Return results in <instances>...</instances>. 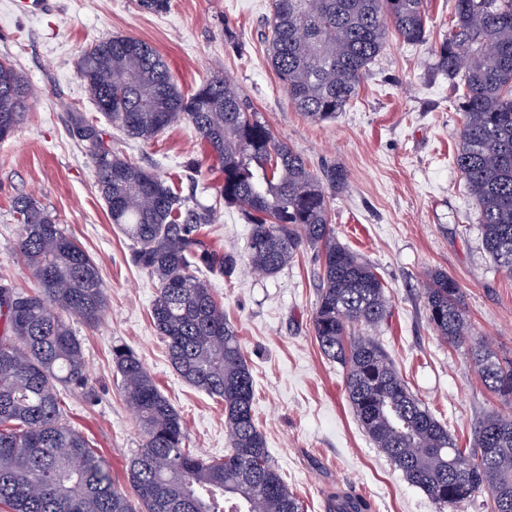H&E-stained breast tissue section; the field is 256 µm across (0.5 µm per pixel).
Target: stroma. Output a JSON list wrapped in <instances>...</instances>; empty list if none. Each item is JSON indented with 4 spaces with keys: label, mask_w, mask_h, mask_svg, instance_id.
I'll use <instances>...</instances> for the list:
<instances>
[{
    "label": "stroma",
    "mask_w": 512,
    "mask_h": 512,
    "mask_svg": "<svg viewBox=\"0 0 512 512\" xmlns=\"http://www.w3.org/2000/svg\"><path fill=\"white\" fill-rule=\"evenodd\" d=\"M50 9L16 12L0 0V58L14 61L36 98L13 135L0 141V276L31 289L35 279L17 258L22 234L13 200L33 195L97 265L107 297L97 325L70 324L83 342L86 390L64 389L65 419L109 463L127 489L126 466L141 444L120 394L112 347L134 349L164 396L181 414L186 445L205 457L229 446L224 407L171 368L150 318L158 283L131 261L133 243L111 224L91 158L70 116L93 119L104 140L184 193L213 203L223 174L191 125L177 124L150 141L124 137L95 110L77 74L92 43L114 35L151 44L175 83L193 91L223 75L247 98L274 136L315 168L335 165L348 181L329 192L336 239L372 265L385 285L391 315L374 332L413 391L468 447L475 419L492 401L464 351L442 342L428 321L421 292L431 272L460 284L477 335L512 357V279L481 246L478 213L454 164L463 116L451 83L433 68L455 0H425L428 40L390 39L358 94L335 119L315 123L296 112L266 58L262 34L272 0H170L167 12L135 0H52ZM249 226L237 209L218 210L207 238L234 252L231 277L210 285L234 325L254 378L255 415L273 460L304 512H326L329 495L367 500L370 512H439L376 448L346 398L342 367L327 360L312 318L322 256L309 247L271 277L252 273Z\"/></svg>",
    "instance_id": "obj_1"
}]
</instances>
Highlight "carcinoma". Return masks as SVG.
<instances>
[{
  "instance_id": "1",
  "label": "carcinoma",
  "mask_w": 512,
  "mask_h": 512,
  "mask_svg": "<svg viewBox=\"0 0 512 512\" xmlns=\"http://www.w3.org/2000/svg\"><path fill=\"white\" fill-rule=\"evenodd\" d=\"M425 42L424 0H273L268 59L288 99L306 118H336L355 98L389 37ZM434 70L448 77L464 113L455 164L474 199L483 250L512 275V0H455ZM89 100L128 138L149 140L190 124L224 175L219 200L192 204L173 181L103 141L81 112L76 132L93 161L111 223L135 244L132 259L158 281L150 308L169 363L182 380L224 405L230 448L206 458L185 447L183 417L138 356L112 347L123 398L142 443L128 464L130 490L114 486L104 458L64 419L58 386H85L80 339L65 316L96 325L106 308L98 267L33 197L13 201L23 227L18 248L38 282L33 290L0 278V506L6 512H302L273 463L254 411L253 376L207 269L234 273L232 252L204 241L219 205L250 225L253 271L273 276L305 247L321 249L313 331L322 354L342 365L347 399L385 456L443 509L482 499L487 512H512V416L490 405L469 448L426 407L368 331L389 314L373 268L336 242L327 189L340 168H311L277 141L228 81L215 75L184 94L166 60L130 36L95 42L78 62ZM33 94L0 58V141L24 119ZM462 289L446 272L423 291L428 320L452 348H466L484 386L512 404V358L473 336ZM329 512H369L348 494Z\"/></svg>"
}]
</instances>
